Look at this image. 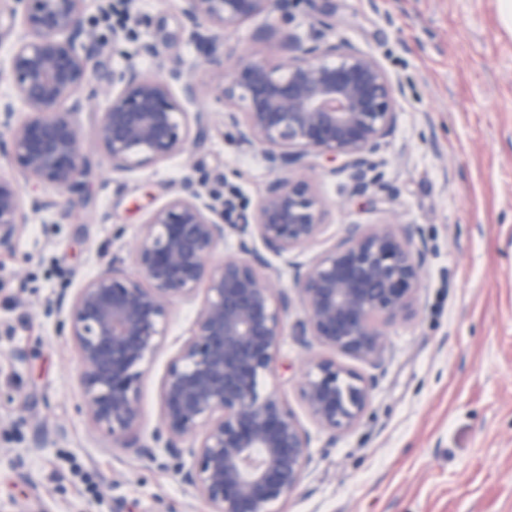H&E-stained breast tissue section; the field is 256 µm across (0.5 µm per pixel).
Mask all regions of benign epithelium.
<instances>
[{
  "instance_id": "benign-epithelium-1",
  "label": "benign epithelium",
  "mask_w": 512,
  "mask_h": 512,
  "mask_svg": "<svg viewBox=\"0 0 512 512\" xmlns=\"http://www.w3.org/2000/svg\"><path fill=\"white\" fill-rule=\"evenodd\" d=\"M10 2L21 29H0V42L13 38L6 60L13 92L0 96V155L48 192L24 205L17 184L0 176V250L12 246L31 215L84 200L92 159L79 117L93 100H105L94 137L114 173L180 154L211 121L209 113L191 111L199 88L175 58L159 74L128 65L92 86L99 42L85 0ZM179 2L203 63L226 74L212 94L236 141L261 149L275 178L255 212L226 224L201 184L184 176L142 225L130 252L136 273L112 256L73 296L57 297L55 307L65 311L59 329L79 353L84 413L113 447L174 464L211 512H276L300 487L311 457L297 414L276 390L261 387L292 305L289 290L268 273L265 253L286 259L322 234L325 202L307 170L326 163L353 195L377 185V157L398 124L402 86L375 57L323 39L315 25L302 36L294 25L297 0ZM260 16L276 22L254 38L275 39L279 59L226 53L220 35ZM18 112L26 118L17 120ZM229 229L239 236L237 253L214 265ZM414 240L411 225L397 231L387 222L353 223L337 244L297 268L303 317L294 325L296 340L380 367L387 328L418 313L427 251ZM178 301L199 307L162 377L160 425L147 441L140 436V381L166 341ZM374 386L375 377L312 355L299 396L334 440L361 421Z\"/></svg>"
}]
</instances>
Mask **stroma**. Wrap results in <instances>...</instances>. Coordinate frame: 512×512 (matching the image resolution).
Returning <instances> with one entry per match:
<instances>
[{
  "mask_svg": "<svg viewBox=\"0 0 512 512\" xmlns=\"http://www.w3.org/2000/svg\"><path fill=\"white\" fill-rule=\"evenodd\" d=\"M139 21L129 57L112 53L97 0L86 16L100 49L91 81L133 64L158 72L169 57L201 88L210 113L201 142L170 161L117 174L92 150L91 199L67 215L31 216L0 253V512H209L171 467L139 457L82 412L79 354L58 331L54 300L125 254L152 209L184 173L217 197L255 209L274 174L260 150L238 145L210 95L221 72L206 68L178 0H133ZM324 19L327 39L373 55L405 93L398 126L381 150L380 192L349 196L345 178L307 175L327 203L323 234L288 258L270 257L282 287L349 224L397 216L428 252L419 313L388 330L363 419L329 438L305 412L297 383L307 355L290 309L263 381L300 418L311 464L281 512H512V21L505 0H302L296 23ZM264 18L225 31L226 50L277 59L276 42L253 39ZM159 57L136 55L139 42ZM195 307H171L168 337L141 381L140 433L159 423L160 382L187 334Z\"/></svg>",
  "mask_w": 512,
  "mask_h": 512,
  "instance_id": "obj_1",
  "label": "stroma"
}]
</instances>
